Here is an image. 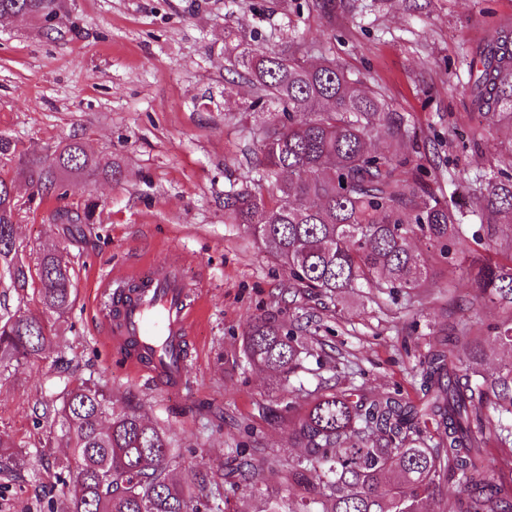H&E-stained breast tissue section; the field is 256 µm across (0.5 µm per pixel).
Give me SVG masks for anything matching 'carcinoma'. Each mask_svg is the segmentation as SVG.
I'll return each mask as SVG.
<instances>
[{"mask_svg": "<svg viewBox=\"0 0 512 512\" xmlns=\"http://www.w3.org/2000/svg\"><path fill=\"white\" fill-rule=\"evenodd\" d=\"M61 13L62 0H0V17L49 24ZM227 61L247 74L251 106L268 111L258 132L259 163L224 194L229 223L246 225L288 269L292 284L330 300L353 288L415 292L438 275L449 295L460 270L476 285L477 299L501 311L490 332L512 350V256L502 263L491 255L504 236L512 247V161L475 176L465 202L448 200L427 185L420 168L398 172L417 143L414 128L335 60L310 62L291 45L256 54L241 40ZM469 84L477 111L512 124L511 30L473 51ZM377 136L388 143L381 152L370 147ZM0 159L18 162L38 196L57 186L59 173L97 167L77 142L45 160L26 156L3 134ZM11 187L1 176L0 264L9 287L32 289L43 308L62 315L74 301V268L55 251L40 253L32 265L19 257L20 204ZM94 208L60 210L57 219L88 224ZM469 213L479 223H464ZM414 238L435 252H415ZM309 323L308 317L285 329L272 318L250 319L246 359L288 380L309 353ZM48 343L41 322L0 318V367L36 359ZM482 362L478 337L462 324L451 344L431 345L420 358L418 401L391 393L368 401L353 387L320 395L294 423L303 452L285 464H258L252 449L241 448L226 474L229 486L255 489L264 501L260 512H444L429 504L443 502L454 482V512H512V479L483 464L489 440L512 445V362L494 374ZM47 415L60 423L69 448L55 462L62 489L50 512H222L207 485L196 492L181 486L167 433L134 410H114L102 387L64 390ZM269 473L296 490L298 500L265 494Z\"/></svg>", "mask_w": 512, "mask_h": 512, "instance_id": "cac0c4a2", "label": "carcinoma"}]
</instances>
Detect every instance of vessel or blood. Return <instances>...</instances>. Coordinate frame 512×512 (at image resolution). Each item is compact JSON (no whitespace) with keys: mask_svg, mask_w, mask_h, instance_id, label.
<instances>
[{"mask_svg":"<svg viewBox=\"0 0 512 512\" xmlns=\"http://www.w3.org/2000/svg\"><path fill=\"white\" fill-rule=\"evenodd\" d=\"M187 284L166 266L138 278L135 287L116 283L112 314L104 322L127 369L180 390L189 371L185 337L194 320Z\"/></svg>","mask_w":512,"mask_h":512,"instance_id":"b4317fda","label":"vessel or blood"}]
</instances>
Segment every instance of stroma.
I'll use <instances>...</instances> for the list:
<instances>
[{
  "label": "stroma",
  "instance_id": "1",
  "mask_svg": "<svg viewBox=\"0 0 512 512\" xmlns=\"http://www.w3.org/2000/svg\"><path fill=\"white\" fill-rule=\"evenodd\" d=\"M313 3L299 12L295 0H65L51 34L26 18L0 20V133L44 158L77 140L122 173L62 175V194L36 203L16 165L0 172L23 205L17 242L26 258L57 249L75 271L74 302L60 316L8 288L0 266V316L40 320L51 338L40 358L0 367V435L27 456L0 470V512H49L59 495L52 462L65 449L43 408L64 388L99 385L114 408L164 429L192 490L202 478L223 484L236 449H252L259 463L297 455L295 411L328 387L417 399L412 377L428 345L460 322L498 321L464 276L449 301L438 282L392 298L362 288L335 302L291 287L244 225L226 223L224 192L259 161L255 132L267 121L225 60V44L239 36L258 52L305 42L311 56L334 58L383 91L416 130L410 166L435 171L445 198L512 160V125L473 109L467 71L479 43L512 29V0ZM89 202L93 230L55 221L57 210ZM158 261L179 269L201 304L190 381L177 394L124 370L94 308L104 279ZM256 316L315 320L310 353L288 386L242 357L244 327ZM289 402L294 412H285Z\"/></svg>",
  "mask_w": 512,
  "mask_h": 512
}]
</instances>
